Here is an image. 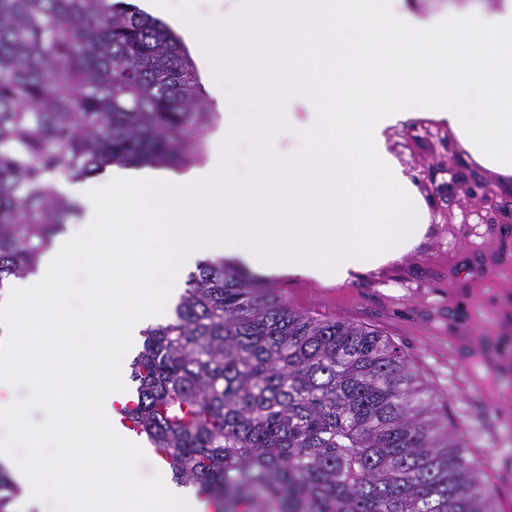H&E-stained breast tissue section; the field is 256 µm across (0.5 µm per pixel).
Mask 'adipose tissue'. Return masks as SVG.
Instances as JSON below:
<instances>
[{
	"instance_id": "obj_1",
	"label": "adipose tissue",
	"mask_w": 512,
	"mask_h": 512,
	"mask_svg": "<svg viewBox=\"0 0 512 512\" xmlns=\"http://www.w3.org/2000/svg\"><path fill=\"white\" fill-rule=\"evenodd\" d=\"M176 20L214 74L247 79L248 122L224 115L209 163L182 173L110 166L89 190L77 231L57 239L36 275L0 290V391L28 386L57 416V457L0 462L21 486L19 512H198L195 496L157 463L140 486L133 449L111 424L126 404L108 356L77 355L44 370L46 331L95 325L109 347L162 317L205 256L261 276L340 285L402 258L425 238L430 212L389 151V134L421 118L447 127L483 167L512 175V0H455L417 13L404 0H236L209 21L193 0H151ZM305 106L300 123L283 102ZM289 125L297 147L273 142ZM251 129L267 139L246 167L235 148ZM111 268L114 287L85 292L62 315L67 262Z\"/></svg>"
}]
</instances>
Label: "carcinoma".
<instances>
[{
    "label": "carcinoma",
    "instance_id": "cac0c4a2",
    "mask_svg": "<svg viewBox=\"0 0 512 512\" xmlns=\"http://www.w3.org/2000/svg\"><path fill=\"white\" fill-rule=\"evenodd\" d=\"M183 41L124 0H0V289L80 214L58 189L109 164L177 169L212 120ZM120 413L214 512H493L412 357L222 262L142 330ZM0 512L19 492L0 465Z\"/></svg>",
    "mask_w": 512,
    "mask_h": 512
}]
</instances>
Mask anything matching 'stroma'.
<instances>
[{
    "label": "stroma",
    "mask_w": 512,
    "mask_h": 512,
    "mask_svg": "<svg viewBox=\"0 0 512 512\" xmlns=\"http://www.w3.org/2000/svg\"><path fill=\"white\" fill-rule=\"evenodd\" d=\"M201 82L214 112L202 134L207 143L225 112L247 105L232 83ZM389 141L429 208L424 241L346 286L289 278L265 284L295 308L379 329L407 351L495 486L494 512H512V175L481 167L432 122L396 128ZM45 340L55 346L43 364L48 371L102 343L92 326Z\"/></svg>",
    "instance_id": "1"
}]
</instances>
